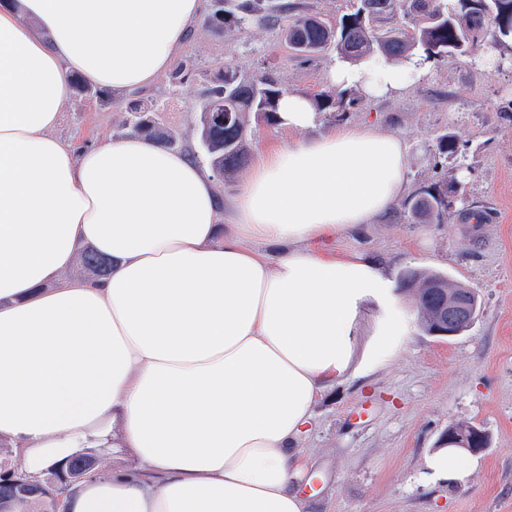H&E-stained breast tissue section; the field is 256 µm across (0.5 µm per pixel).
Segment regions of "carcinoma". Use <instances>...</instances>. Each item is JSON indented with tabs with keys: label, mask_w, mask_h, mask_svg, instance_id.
I'll return each instance as SVG.
<instances>
[{
	"label": "carcinoma",
	"mask_w": 512,
	"mask_h": 512,
	"mask_svg": "<svg viewBox=\"0 0 512 512\" xmlns=\"http://www.w3.org/2000/svg\"><path fill=\"white\" fill-rule=\"evenodd\" d=\"M402 14L412 25V33L396 27L382 36L374 34V24ZM244 25L278 26L292 50L313 56L336 51L355 63L375 53L409 59L420 56L428 62L443 59L440 51L465 53L487 43L502 45L512 41V0H352L350 9L336 25L292 12L283 0H210L209 13L202 26L217 35L227 27ZM73 90L88 95L102 104L112 103L111 94L92 89L80 79L72 80ZM288 93L271 74L244 77L230 64L218 74L208 88L201 105L199 148L215 171L230 176L249 160L246 143L245 115L255 112L270 123H276L279 99ZM228 110L233 119L228 126L211 121L209 113ZM131 132L153 138L170 149L181 146L180 135L156 121L152 110L133 102L128 107ZM458 187L437 184L418 192L411 199L413 216L435 224L443 221L449 198ZM82 270L90 279L107 274L108 264L91 251L81 257ZM439 286L453 294L461 286L442 273L404 270L397 288L412 295L421 330L430 325L434 304L427 300V290ZM0 512H54L50 496L40 487L18 490L0 477Z\"/></svg>",
	"instance_id": "obj_1"
}]
</instances>
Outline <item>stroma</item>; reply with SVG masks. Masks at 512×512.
<instances>
[{
  "label": "stroma",
  "instance_id": "1",
  "mask_svg": "<svg viewBox=\"0 0 512 512\" xmlns=\"http://www.w3.org/2000/svg\"><path fill=\"white\" fill-rule=\"evenodd\" d=\"M334 57L303 59L272 27L218 36L197 25L179 54L193 81L178 87L166 73L153 87L113 94L107 106L72 95L59 132L79 147L125 136L126 107L140 99L194 149L202 92L225 64L244 76L272 73L314 96L328 91L324 71ZM367 122L407 143V193L326 249L368 255L392 281L410 267L443 273L478 294L481 313L462 335L441 339L420 330L411 297L391 292L372 306L363 342L374 344L392 324L390 347L324 393L295 443L293 485L305 512H512V44L455 54L402 95L358 97L345 111L319 115L323 129ZM446 136L457 153L439 154ZM444 180L464 189L443 223L416 221L410 195ZM452 422L479 426L492 440L462 487L431 480L425 465Z\"/></svg>",
  "mask_w": 512,
  "mask_h": 512
}]
</instances>
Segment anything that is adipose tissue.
<instances>
[{"label":"adipose tissue","mask_w":512,"mask_h":512,"mask_svg":"<svg viewBox=\"0 0 512 512\" xmlns=\"http://www.w3.org/2000/svg\"><path fill=\"white\" fill-rule=\"evenodd\" d=\"M206 0H0V439L39 477L77 455L132 452L66 512H304L294 442L360 366L387 279L324 240L380 219L406 189L404 140L374 125L315 133L303 92L279 102L297 140L259 153L235 191L147 137L78 149L57 133L70 80L126 92L171 68ZM415 56L334 60L367 100L426 76ZM108 276L70 279L85 249ZM432 479L472 463L440 448Z\"/></svg>","instance_id":"adipose-tissue-1"}]
</instances>
